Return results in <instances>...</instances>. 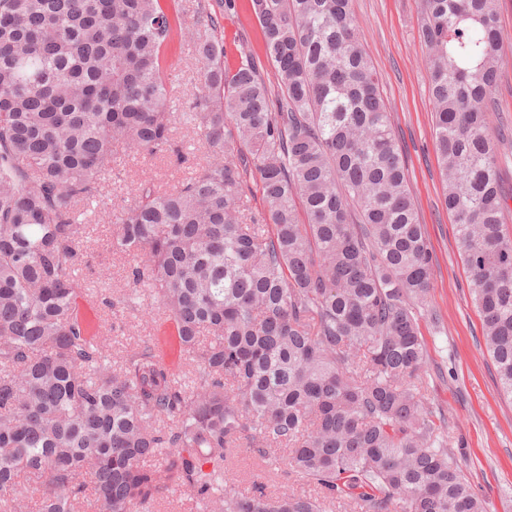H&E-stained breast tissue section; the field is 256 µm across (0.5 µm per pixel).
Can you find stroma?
I'll use <instances>...</instances> for the list:
<instances>
[{"label": "stroma", "instance_id": "obj_1", "mask_svg": "<svg viewBox=\"0 0 512 512\" xmlns=\"http://www.w3.org/2000/svg\"><path fill=\"white\" fill-rule=\"evenodd\" d=\"M201 4L219 18L217 34L224 40L228 60L251 53L260 63L265 82L276 85V73L266 60L260 27L248 0H233L229 7L223 0H181L182 17L192 20ZM351 7L361 21L362 45L379 76L380 92L407 159L409 187L433 253L436 275L427 300L428 313L419 321L428 343L425 401L444 412L448 435L486 512H512V399L499 391L496 368L483 344L482 321L470 299L463 253L442 202L426 49L417 35L422 2L352 0ZM499 25L511 40L505 46L508 62L499 78L497 109L489 113L488 121L497 144L502 183L512 192V0H500ZM170 79L176 88V111H187L198 92L191 43L177 49ZM175 138L187 163L177 166L172 159L146 154L126 156L119 173L110 176L105 196L86 207L82 221L88 224L89 235L84 257L95 270L79 272L86 291L80 314L113 360L146 341L167 365L185 374L194 365L180 352L174 328L159 315L152 293L142 292L136 306L123 305L129 291L127 257L112 249L115 214L131 202L135 185L171 188L202 162L203 151L191 129L178 125ZM228 470L233 487L241 490L255 480L275 494L307 488L292 470L272 459L260 460L250 448L237 449Z\"/></svg>", "mask_w": 512, "mask_h": 512}]
</instances>
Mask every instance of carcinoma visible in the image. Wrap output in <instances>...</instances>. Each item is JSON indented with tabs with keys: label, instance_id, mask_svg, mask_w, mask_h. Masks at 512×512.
I'll list each match as a JSON object with an SVG mask.
<instances>
[{
	"label": "carcinoma",
	"instance_id": "carcinoma-1",
	"mask_svg": "<svg viewBox=\"0 0 512 512\" xmlns=\"http://www.w3.org/2000/svg\"><path fill=\"white\" fill-rule=\"evenodd\" d=\"M499 0H423L433 137L501 392L512 398V231L487 122L509 41ZM277 89L224 64L175 0H0V512H486L424 401L434 263L351 0H250ZM194 46L185 124L206 159L121 208L112 248L158 299L186 383L150 345L122 363L80 317L79 207L119 155L172 151L170 50ZM267 209L247 218V156ZM247 442L317 488L229 485ZM187 494L180 491H172L158 498L151 506V512H202L191 511Z\"/></svg>",
	"mask_w": 512,
	"mask_h": 512
}]
</instances>
